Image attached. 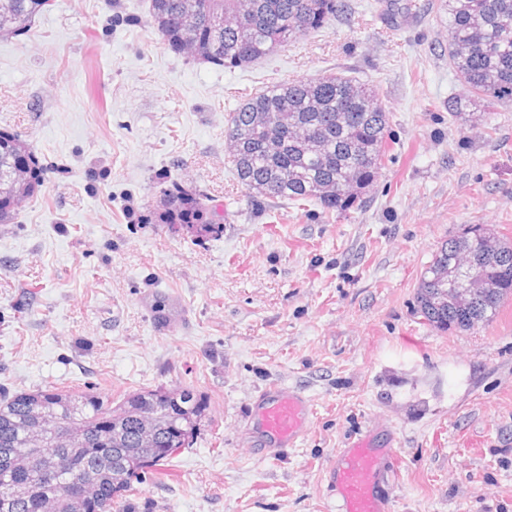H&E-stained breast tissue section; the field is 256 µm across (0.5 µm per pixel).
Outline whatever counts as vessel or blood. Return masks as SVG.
<instances>
[{"label": "vessel or blood", "mask_w": 512, "mask_h": 512, "mask_svg": "<svg viewBox=\"0 0 512 512\" xmlns=\"http://www.w3.org/2000/svg\"><path fill=\"white\" fill-rule=\"evenodd\" d=\"M312 415V401L303 391L274 386L257 396L249 421L266 451L275 454L305 436ZM391 456V449L378 446L368 431L338 453L328 472L337 512H390Z\"/></svg>", "instance_id": "vessel-or-blood-1"}]
</instances>
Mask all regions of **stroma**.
Instances as JSON below:
<instances>
[{"mask_svg":"<svg viewBox=\"0 0 512 512\" xmlns=\"http://www.w3.org/2000/svg\"><path fill=\"white\" fill-rule=\"evenodd\" d=\"M323 29L242 68L193 62L149 0H53L0 39V130L43 185L0 224V395L54 386L118 400L192 388L190 445L113 512H336L327 471L372 429L398 461L391 512H512V300L443 332L416 313L434 252L471 224L512 241V102L470 127L448 63L447 0H342ZM344 73L390 114L385 166L353 206L253 199L224 127L262 86ZM216 234L166 224L170 183ZM303 390L307 436L251 447L256 397Z\"/></svg>","mask_w":512,"mask_h":512,"instance_id":"1","label":"stroma"}]
</instances>
